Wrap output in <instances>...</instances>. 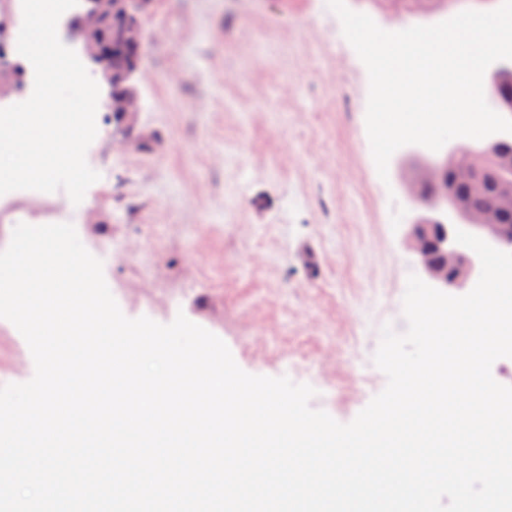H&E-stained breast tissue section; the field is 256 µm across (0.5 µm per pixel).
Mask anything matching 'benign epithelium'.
Listing matches in <instances>:
<instances>
[{
  "label": "benign epithelium",
  "instance_id": "1",
  "mask_svg": "<svg viewBox=\"0 0 512 512\" xmlns=\"http://www.w3.org/2000/svg\"><path fill=\"white\" fill-rule=\"evenodd\" d=\"M147 0H83L70 24L93 74L106 86L103 104L112 118L126 122L142 110L135 86L145 44L142 13ZM445 168L431 178L427 190L407 187L416 208L427 212L409 225L408 241L425 282L445 291L476 284L481 272L477 254L455 241V231H478L495 248L512 240V226L502 223V209H512V184L502 183V195L491 206L474 209L468 198L450 195L441 185Z\"/></svg>",
  "mask_w": 512,
  "mask_h": 512
}]
</instances>
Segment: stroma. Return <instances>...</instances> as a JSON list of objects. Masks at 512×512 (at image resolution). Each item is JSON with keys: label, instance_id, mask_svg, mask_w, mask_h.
Segmentation results:
<instances>
[{"label": "stroma", "instance_id": "35a3bbf8", "mask_svg": "<svg viewBox=\"0 0 512 512\" xmlns=\"http://www.w3.org/2000/svg\"><path fill=\"white\" fill-rule=\"evenodd\" d=\"M500 3L347 0L387 31ZM143 25V109L127 128L96 112L80 241L126 317L185 314L243 371L309 384L351 422L387 384L373 355L384 325L405 331L420 271L406 188L445 151L395 152L379 178L368 72L326 0H150ZM34 372L0 319V385Z\"/></svg>", "mask_w": 512, "mask_h": 512}]
</instances>
